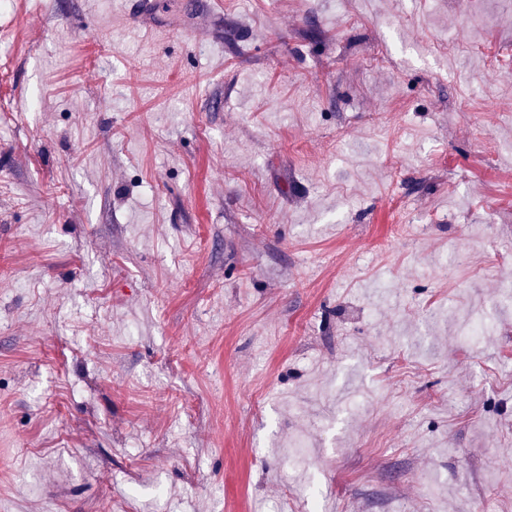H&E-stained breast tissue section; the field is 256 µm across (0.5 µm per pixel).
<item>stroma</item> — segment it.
<instances>
[{
    "instance_id": "obj_1",
    "label": "stroma",
    "mask_w": 512,
    "mask_h": 512,
    "mask_svg": "<svg viewBox=\"0 0 512 512\" xmlns=\"http://www.w3.org/2000/svg\"><path fill=\"white\" fill-rule=\"evenodd\" d=\"M128 9L0 5V512H512V0Z\"/></svg>"
}]
</instances>
